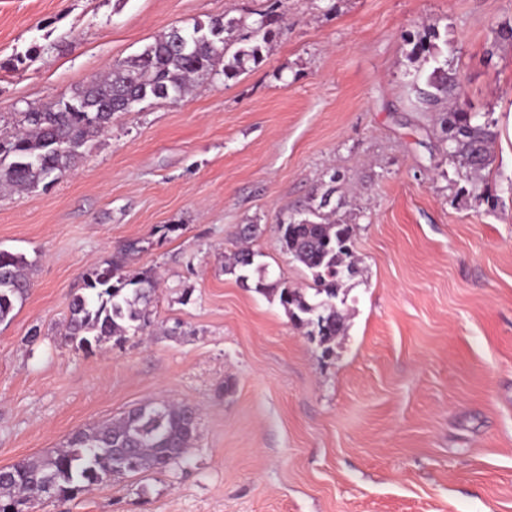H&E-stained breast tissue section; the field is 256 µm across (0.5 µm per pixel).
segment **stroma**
Instances as JSON below:
<instances>
[{"mask_svg": "<svg viewBox=\"0 0 512 512\" xmlns=\"http://www.w3.org/2000/svg\"><path fill=\"white\" fill-rule=\"evenodd\" d=\"M267 4L0 0V135L172 27ZM282 9L261 63L145 100L66 176L0 190V250L31 264L0 323V468L144 403L198 412L182 461L37 512H512V44L494 41L512 0ZM429 23L458 71L451 105L496 121L477 187L411 104L413 75L431 67L404 36ZM331 183L359 263L325 357L224 255L259 225L268 277L306 286L277 225ZM113 261L157 279L149 324L78 349L69 304L83 273Z\"/></svg>", "mask_w": 512, "mask_h": 512, "instance_id": "obj_1", "label": "stroma"}]
</instances>
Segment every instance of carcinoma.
I'll return each instance as SVG.
<instances>
[{
    "label": "carcinoma",
    "instance_id": "1",
    "mask_svg": "<svg viewBox=\"0 0 512 512\" xmlns=\"http://www.w3.org/2000/svg\"><path fill=\"white\" fill-rule=\"evenodd\" d=\"M252 22L246 17L211 18L190 28L173 27L156 37L137 55L116 63L108 75L77 89L55 110L22 113V127L10 137H0V186L32 190L48 179L66 175L82 157L85 146L111 125L122 110L133 111L148 99L184 98L193 84L218 73L237 77L248 63L262 60V47L283 31L284 17L277 2ZM247 45L227 56L235 33ZM439 38L436 25L423 26V33L406 39L409 58L433 57L436 66L423 82H414L416 101L426 112L435 113L445 153L458 165L469 182L483 179L494 160L498 137L496 123L488 113L464 108L441 110L443 101L458 85V73L448 59L433 55ZM335 188H327L317 207L316 219L289 217L280 221L282 248L311 274L306 288L285 282H270L265 267L256 260L249 241L258 225L242 226L240 243L227 256L224 271L247 284L257 276L255 291L278 298L294 326L315 337L322 355L345 329V318L337 307L345 282L356 272L352 227L330 221L344 205L333 199ZM30 264L25 257L0 251V323L6 321L31 286ZM86 293L73 298L65 337L85 350L112 337L137 333L147 327V307L157 288L150 274L129 278L121 265L112 262L83 274ZM195 408L175 403L145 404L129 410L119 420L80 430L67 446L41 458L22 459L0 468V512H32L45 501L42 479H54V496L73 497L89 492L112 477L128 473L157 472L183 459L195 437Z\"/></svg>",
    "mask_w": 512,
    "mask_h": 512
}]
</instances>
